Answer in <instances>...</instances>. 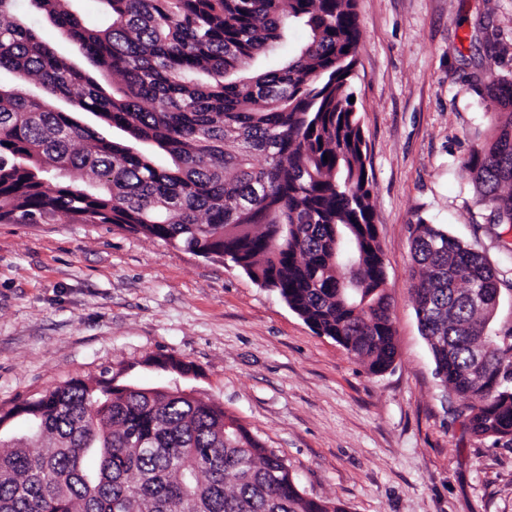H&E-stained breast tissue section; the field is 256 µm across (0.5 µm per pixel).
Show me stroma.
<instances>
[{
    "mask_svg": "<svg viewBox=\"0 0 512 512\" xmlns=\"http://www.w3.org/2000/svg\"><path fill=\"white\" fill-rule=\"evenodd\" d=\"M353 84L398 355L374 374L232 262L110 224L0 223V411L73 378L194 390L279 450L346 512H512V447L449 412L415 315L410 227L442 224L493 265L464 160L494 136L479 91L512 76V0H357ZM171 355L184 377L151 365Z\"/></svg>",
    "mask_w": 512,
    "mask_h": 512,
    "instance_id": "1",
    "label": "stroma"
}]
</instances>
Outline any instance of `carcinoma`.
<instances>
[{
	"mask_svg": "<svg viewBox=\"0 0 512 512\" xmlns=\"http://www.w3.org/2000/svg\"><path fill=\"white\" fill-rule=\"evenodd\" d=\"M16 2L0 0V72L13 76L0 82L1 224H114L226 257L370 372L393 365L367 143L349 102L357 0H99L102 20L83 0H30L92 71L44 43ZM290 24L308 32L300 52L245 75ZM486 96L497 131L463 166L489 225H511L512 81ZM411 236L435 376L476 438L512 444V327L477 345L512 282L441 224ZM0 512L346 510L305 496L284 457L219 404L71 379L0 413Z\"/></svg>",
	"mask_w": 512,
	"mask_h": 512,
	"instance_id": "carcinoma-1",
	"label": "carcinoma"
}]
</instances>
